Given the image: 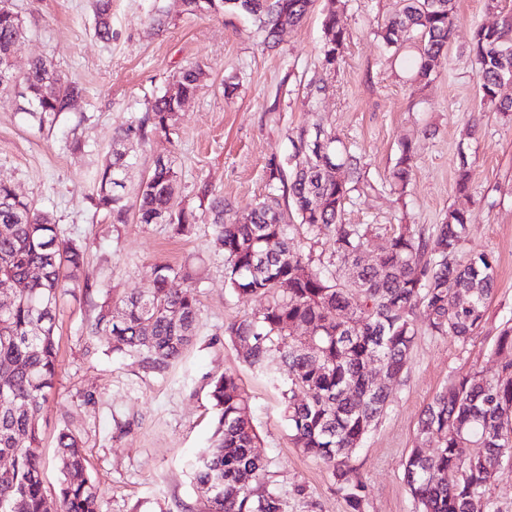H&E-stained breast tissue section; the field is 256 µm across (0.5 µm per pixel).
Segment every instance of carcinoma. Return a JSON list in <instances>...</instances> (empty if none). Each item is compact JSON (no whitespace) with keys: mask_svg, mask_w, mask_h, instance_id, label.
Segmentation results:
<instances>
[{"mask_svg":"<svg viewBox=\"0 0 512 512\" xmlns=\"http://www.w3.org/2000/svg\"><path fill=\"white\" fill-rule=\"evenodd\" d=\"M314 0H184L189 14H243L257 26L261 43L274 47L299 26ZM345 0H329L322 29L321 67L334 70L348 33L341 23ZM94 33L112 42V0H93ZM457 22L455 0H403L380 36L393 53L416 48L417 80L437 75ZM24 20L10 0H0V93L20 98L39 125L54 123L85 94L48 57L18 71L13 47L25 36ZM512 23L475 28L468 47L475 62L482 101L512 114V98L499 96L501 78L512 75ZM205 72L189 66L174 76L145 115L118 126L112 155L96 172L95 212L113 224L134 217L140 224H168L188 235L198 221L213 225L224 249L230 296L246 304L264 300L230 323L225 333L253 369L263 371L276 356L282 371L283 416L295 448L332 469L352 512H360L362 482L348 465L363 439L378 425L393 399V388L371 379L378 364L395 381L404 373L417 339L416 310L428 316V331L468 341L485 321L494 290L497 261L487 252L463 253L467 211L448 210L441 224L392 227L346 224L345 204L364 188L362 157L327 131V153L311 147L288 161L266 164L268 193L241 218L221 195L203 191L198 213L179 201L176 160H154L136 187L128 189L131 152L156 136H167L177 114L197 95ZM414 154L405 145L392 173L405 192ZM327 237L329 254L316 258L303 240ZM383 239L374 264H362L365 246ZM83 246L65 238L15 186L0 179V512H49L43 483L46 462L39 422L58 376L57 311L62 298L92 288L84 274ZM153 288L102 309L88 325L108 336L111 349L140 358L162 371L178 360L199 323L198 269L191 263L153 268ZM181 282L174 288L172 283ZM288 287H282V284ZM305 330V335L297 331ZM494 353L501 370L488 377L472 369L449 379L424 410L417 443L438 442L435 454L415 449L403 478L415 512H474L494 481L500 462L512 460V326L503 328ZM210 398L217 425L209 447L192 465L207 512H286V504L256 452L259 436L249 416V398L233 373L215 378ZM57 455L62 475L55 492L59 512H101L87 475L79 440L63 430Z\"/></svg>","mask_w":512,"mask_h":512,"instance_id":"obj_1","label":"carcinoma"}]
</instances>
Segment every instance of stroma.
<instances>
[{
    "instance_id": "stroma-1",
    "label": "stroma",
    "mask_w": 512,
    "mask_h": 512,
    "mask_svg": "<svg viewBox=\"0 0 512 512\" xmlns=\"http://www.w3.org/2000/svg\"><path fill=\"white\" fill-rule=\"evenodd\" d=\"M11 3L28 26L14 50L17 68L50 57L86 88L72 111L43 127L18 112L13 94L0 93V179L85 246V269L96 285L93 293L67 296L58 313L59 374L41 428L46 489L57 486V437L66 429L83 446L102 512H205L191 463L214 431L210 383L232 372L250 397L257 452L269 462L287 512H352L330 469L292 444L271 381L278 359L257 372L224 334L245 308L228 293L224 253L211 225L195 224L191 234L179 236L167 224L110 223L90 205L93 175L112 149L113 129L144 115L181 68L198 65L208 73L202 89L178 114L169 137L138 150L129 185L157 156L172 153L184 204L198 207L207 190L243 217L267 192L270 155L288 156L290 135L317 124L364 156L372 189L347 204L346 223L403 220L427 229L442 223L450 208H462L469 215L465 252H488L498 261L485 321L468 342L430 335L427 315L418 311L419 336L395 399L350 460L365 486L362 512H414L403 470L423 410L452 376L474 368L497 373L492 348L500 330L512 325V116L483 103L466 51L473 26L497 27L512 18V0H499L493 10L487 0H457L461 22L427 84L414 79V49L387 62L375 34L401 0H346L350 39L340 66L326 73L318 63L328 0H315L300 26L265 51L247 19L190 15L182 0H112L108 44L94 35L90 0ZM160 9L167 18L158 32L149 21ZM229 76L238 85L230 97L224 94ZM314 78L323 79L328 92L311 104L306 86ZM77 140L84 151L74 150ZM405 142L415 159L400 197L390 181ZM464 160L471 180L461 194L456 180ZM187 261L203 277L200 320L192 344L166 370L143 368L112 351L106 336L86 331L106 298L147 293L154 265Z\"/></svg>"
}]
</instances>
